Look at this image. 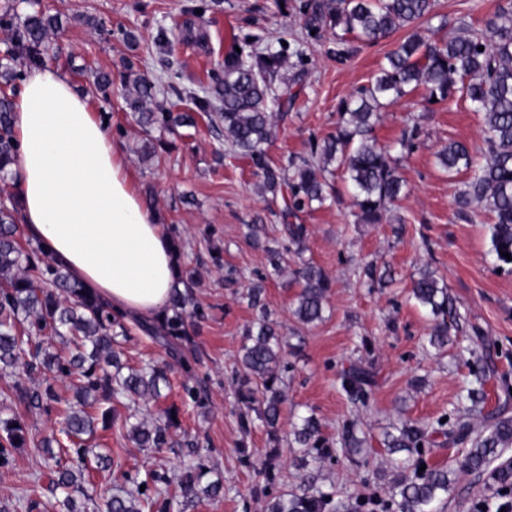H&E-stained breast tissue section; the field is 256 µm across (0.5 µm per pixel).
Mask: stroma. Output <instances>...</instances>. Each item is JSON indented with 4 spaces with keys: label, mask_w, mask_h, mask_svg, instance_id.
I'll list each match as a JSON object with an SVG mask.
<instances>
[{
    "label": "stroma",
    "mask_w": 512,
    "mask_h": 512,
    "mask_svg": "<svg viewBox=\"0 0 512 512\" xmlns=\"http://www.w3.org/2000/svg\"><path fill=\"white\" fill-rule=\"evenodd\" d=\"M507 0H438L433 20L440 37L452 38L463 25L482 26L484 19ZM301 0H39L37 7L59 16L62 29L44 57L60 69L77 92L88 96L95 112L106 119L116 147L124 154L137 191L153 187L152 208L167 231L184 244L182 265L193 274L194 297L202 310L191 333L198 361L192 373L175 371L166 398L149 402L151 413L174 406L179 410L171 444L158 450L136 448L125 427L105 432V450L130 475L129 481L98 474L87 485L94 499L116 489L144 491L157 501L153 512H266L269 502L311 484L335 500H389L401 475L400 454L388 453L383 434L403 420L419 425L464 413L458 395L475 372L485 371L489 407H503L512 417V270L498 269L491 253L486 216L466 223L455 216L454 193L469 178L463 170L448 175L439 167L437 152L458 141L475 161L483 159V115L456 97L431 102L417 90L383 110L374 129L378 143L395 146L408 192L380 224H358L352 198L343 180H336L337 199L313 206L299 221L307 228L304 259L321 268L333 286L322 322L299 323L292 314L298 291L289 273L266 275V257L245 236L247 224L262 218L266 239L278 237L270 214L271 195L262 188L247 161L230 151L209 114L197 116L193 127L175 131H143L119 93L102 97L90 76L103 70L120 76L126 59L155 85L156 100L177 103L179 94L205 95L221 73L233 46L260 51L284 43L287 65L283 79L302 74L304 90L285 121L279 122L267 154L276 165L305 156L311 140L334 133L340 103L368 84L386 55L404 38L397 30L361 45L345 62L334 56L332 30L306 35L299 12ZM134 32L137 47L123 41L122 30ZM166 36V51L157 39ZM414 116L420 133L413 150L397 143ZM219 259H212L211 248ZM390 270L393 284L370 285L361 274L366 264ZM239 280L224 281L227 269ZM435 270L455 299L457 325L446 352L425 350L431 321L408 299L413 276ZM263 281L265 303L286 342L283 379L288 401L280 417V445H273L260 422L250 432L240 426L236 400L239 350L246 326L256 315L245 294L251 283ZM120 343L124 363L137 366L162 360L165 348L136 323ZM360 363L375 375L366 401L349 398L341 373ZM204 387L201 401L188 396L187 379ZM315 415L328 454L318 467H300L302 449L293 447L289 433L299 417ZM355 425L370 446L367 463L346 459L339 450L344 426ZM41 458L32 448L19 450L0 467V512H52L49 489L39 492V507L27 496L40 472ZM201 462L217 472L224 495L200 499L186 508L165 507L177 486L140 488L145 472L172 477L184 465ZM498 489L490 472L460 473L438 512H477L480 501Z\"/></svg>",
    "instance_id": "stroma-1"
}]
</instances>
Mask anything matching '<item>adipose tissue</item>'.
<instances>
[{
	"label": "adipose tissue",
	"mask_w": 512,
	"mask_h": 512,
	"mask_svg": "<svg viewBox=\"0 0 512 512\" xmlns=\"http://www.w3.org/2000/svg\"><path fill=\"white\" fill-rule=\"evenodd\" d=\"M13 130L26 235L114 309L162 317L177 275L170 238L88 97L61 70L33 69Z\"/></svg>",
	"instance_id": "obj_1"
}]
</instances>
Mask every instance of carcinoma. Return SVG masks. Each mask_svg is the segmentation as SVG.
<instances>
[{"mask_svg": "<svg viewBox=\"0 0 512 512\" xmlns=\"http://www.w3.org/2000/svg\"><path fill=\"white\" fill-rule=\"evenodd\" d=\"M436 0H303L300 12L306 32L324 27L352 34L363 42H373L396 29L407 34L388 53L367 85L340 105L336 133L313 143L304 157L288 159V165L270 162L267 147L276 137L277 122L303 90L302 76L292 81L278 77L285 62L283 50L268 47L250 54L232 51L224 57L223 75L214 78L209 95H187L201 112L214 111L224 124V141L231 150L248 159L262 178L272 197H281L276 216L283 225L288 244L266 250L273 274L283 270L286 253L302 255L307 229L290 222L298 214L323 204L335 196L329 180L333 169H341L352 197L354 216L360 224H380L391 207L400 200L406 186L391 147L378 144L373 135L380 110L412 94L419 87L427 99L438 102L459 96L468 101L484 119V163L455 192L457 219L469 223L476 210L491 220V254L497 267H512V0L499 6L480 28L465 36L445 40L428 34ZM0 27L10 31L12 56L31 64L43 62L49 51L48 35L60 29L58 18L36 11L22 24H13V15H0ZM484 50L479 51L477 47ZM126 104L137 115V122L161 132L175 127H193L190 112L174 113L166 108H151L155 86L128 62L122 79ZM13 102L0 97V178L13 174L17 144L12 123ZM446 172L468 170L473 165L469 148L451 142L436 155ZM20 198L13 196L0 205V368L19 376L42 374L49 379H68L73 396L58 393L50 384L31 389L17 381L10 404L0 412V465H6L14 451L30 444L43 460L41 475L48 479L62 498L51 507L55 512H80L75 495L93 505V512H150L154 502L140 500L120 491L98 503L85 493L83 484L91 470L121 471L112 458L89 448L97 429L115 425L110 403L124 398L134 403L162 397L170 388L167 362L153 363L122 373L116 338L127 335L123 315L102 301L82 283L73 279L36 246L23 248L16 238V215ZM300 291L294 299V317L313 324L323 319L324 304L331 288L321 269L304 261L293 271ZM164 316L143 327L147 335L162 342L169 357L185 371H191L195 345L189 333V320L199 314L189 279L178 274ZM259 283L248 289V305L259 316L247 326L241 347L237 401L244 431H249L251 413H256L271 440L280 438L279 419L287 394L280 374L283 336L269 319ZM410 298L432 317L429 345L441 349L450 342L448 317L456 315L453 299L435 272L424 270L412 281ZM66 344L67 354L51 351L53 342ZM373 383L372 374L353 365L342 374V388L358 398ZM482 388L466 390L471 403L466 415L453 425L436 421L422 429L403 421L385 433L383 445L391 454L418 451L429 434H440L455 443L468 440L457 467L427 468L420 472L403 467L392 492L396 512H436L437 503L452 489L457 472H482L501 453L512 446V417L499 410L485 411ZM36 409L54 420L55 427L39 437H29L23 416L16 407ZM178 409L169 407L153 422L136 421L129 436L140 448L161 449L168 445V431L176 424ZM300 448H316L321 441L320 423L310 415L293 431ZM341 451L347 458H366L364 440L352 426L342 432ZM211 470L203 464L183 468L179 482L182 497H221L224 485L209 478ZM349 504H338L324 493H286L267 505V512H348Z\"/></svg>", "mask_w": 512, "mask_h": 512, "instance_id": "1", "label": "carcinoma"}]
</instances>
